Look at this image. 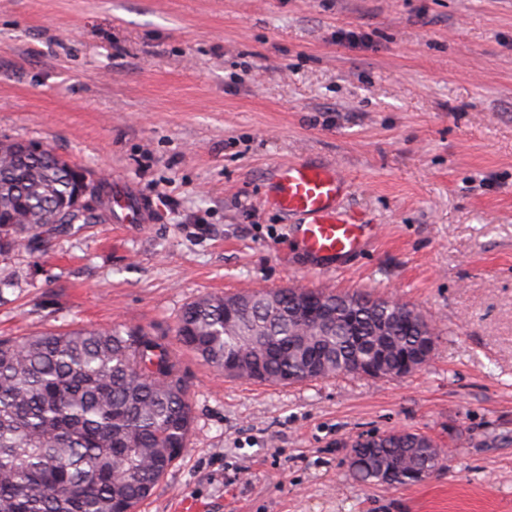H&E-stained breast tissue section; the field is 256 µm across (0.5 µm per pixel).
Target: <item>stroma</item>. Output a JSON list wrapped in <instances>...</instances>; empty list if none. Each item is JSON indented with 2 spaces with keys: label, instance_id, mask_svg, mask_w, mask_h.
Instances as JSON below:
<instances>
[{
  "label": "stroma",
  "instance_id": "stroma-1",
  "mask_svg": "<svg viewBox=\"0 0 512 512\" xmlns=\"http://www.w3.org/2000/svg\"><path fill=\"white\" fill-rule=\"evenodd\" d=\"M5 139L151 206L0 256L2 336L167 337L194 422L136 512H512V0H0ZM304 157L381 227L344 271L312 270L263 202ZM280 288L408 303L435 348L402 378L274 385L179 344L188 303ZM392 430L447 449L443 469L358 482L349 437Z\"/></svg>",
  "mask_w": 512,
  "mask_h": 512
}]
</instances>
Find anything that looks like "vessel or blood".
Masks as SVG:
<instances>
[{
  "mask_svg": "<svg viewBox=\"0 0 512 512\" xmlns=\"http://www.w3.org/2000/svg\"><path fill=\"white\" fill-rule=\"evenodd\" d=\"M347 187L345 176L328 162L300 159L272 170L265 201L292 218L291 239L316 271L346 268L379 234L378 225L341 210ZM112 217L119 224H143L151 219L149 209L122 187L112 197Z\"/></svg>",
  "mask_w": 512,
  "mask_h": 512,
  "instance_id": "vessel-or-blood-1",
  "label": "vessel or blood"
}]
</instances>
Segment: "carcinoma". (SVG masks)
Masks as SVG:
<instances>
[{
  "instance_id": "carcinoma-1",
  "label": "carcinoma",
  "mask_w": 512,
  "mask_h": 512,
  "mask_svg": "<svg viewBox=\"0 0 512 512\" xmlns=\"http://www.w3.org/2000/svg\"><path fill=\"white\" fill-rule=\"evenodd\" d=\"M0 149V256L45 246L52 233L100 219L103 183L82 209L62 214L78 173L60 156ZM314 304L340 310L337 329L298 323L294 289L261 306L265 292L210 295L181 312L180 343L206 364H239L236 379L291 384L355 373L375 359V321L390 322L386 367L401 353L433 352L436 332L397 320L400 305L355 291L309 289ZM234 304L232 315L225 305ZM189 387L170 344L138 326L0 337V512H134L188 445ZM444 467L433 448L358 452L350 470L363 483H418Z\"/></svg>"
}]
</instances>
